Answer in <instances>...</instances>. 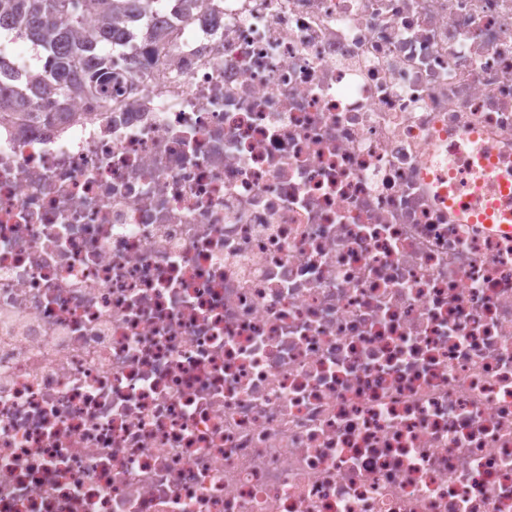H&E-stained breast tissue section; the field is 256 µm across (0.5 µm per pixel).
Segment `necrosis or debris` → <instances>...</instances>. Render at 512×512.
Segmentation results:
<instances>
[{
	"label": "necrosis or debris",
	"mask_w": 512,
	"mask_h": 512,
	"mask_svg": "<svg viewBox=\"0 0 512 512\" xmlns=\"http://www.w3.org/2000/svg\"><path fill=\"white\" fill-rule=\"evenodd\" d=\"M223 3L0 127V512H512V0ZM486 180L483 186L472 187L461 182L457 188H448V206L461 218L468 216L473 208L485 206L489 220L503 231L512 233V169L508 164L485 168ZM511 185L510 195L507 188ZM488 188L484 193L482 189ZM498 193V195L496 193Z\"/></svg>",
	"instance_id": "necrosis-or-debris-1"
}]
</instances>
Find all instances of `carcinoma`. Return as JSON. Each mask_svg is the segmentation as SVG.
Masks as SVG:
<instances>
[{
	"mask_svg": "<svg viewBox=\"0 0 512 512\" xmlns=\"http://www.w3.org/2000/svg\"><path fill=\"white\" fill-rule=\"evenodd\" d=\"M219 3L220 0H177L176 9L188 22L202 9L216 11ZM155 7L156 0H87L84 18L79 20L70 15L67 0H0V34L10 41L26 39L32 43L36 63L31 68L47 73V81L38 85L37 92L61 98L50 113L53 122L61 125L77 117L68 103L72 94L90 95L112 106L119 92L118 77L125 69L122 51L104 54L94 65L89 64L88 53L99 52L125 38L120 20L138 22L149 30L151 39L158 35L175 37L174 28L158 33L149 29ZM89 17L99 19L100 25L86 29ZM26 108L23 88L0 81V124L24 125L29 117Z\"/></svg>",
	"mask_w": 512,
	"mask_h": 512,
	"instance_id": "cac0c4a2",
	"label": "carcinoma"
}]
</instances>
